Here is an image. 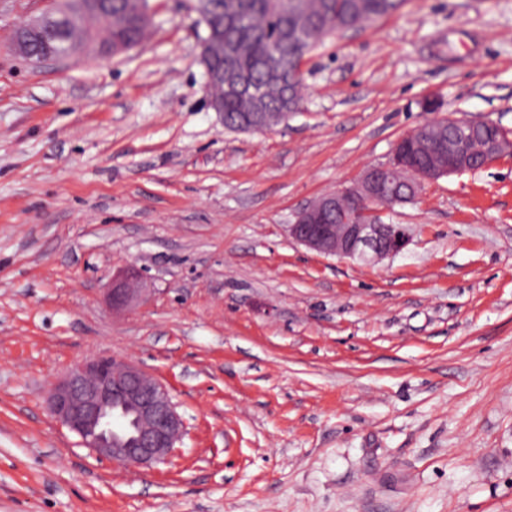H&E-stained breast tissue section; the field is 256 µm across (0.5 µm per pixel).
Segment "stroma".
<instances>
[{
  "instance_id": "35a3bbf8",
  "label": "stroma",
  "mask_w": 512,
  "mask_h": 512,
  "mask_svg": "<svg viewBox=\"0 0 512 512\" xmlns=\"http://www.w3.org/2000/svg\"><path fill=\"white\" fill-rule=\"evenodd\" d=\"M196 0L147 40L33 65L50 0H0V512H512V155L426 184L375 264L289 238L296 212L442 117L512 136V0H404L325 38L262 132L208 105ZM135 269L149 300L113 313ZM98 355L169 389L167 463L98 459L49 413ZM133 270H127L112 279V288H108V299L112 310H131L142 299L138 288H132L131 282L137 279Z\"/></svg>"
}]
</instances>
